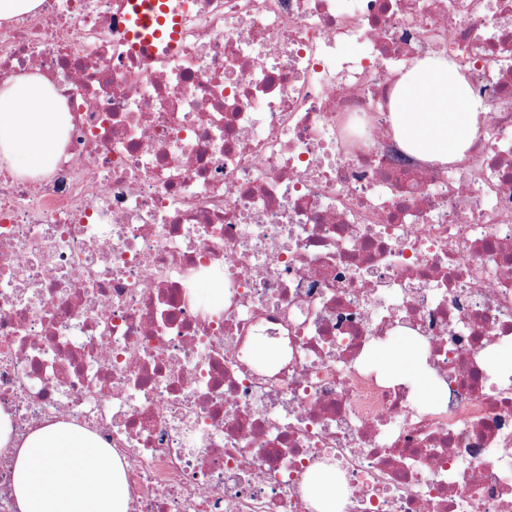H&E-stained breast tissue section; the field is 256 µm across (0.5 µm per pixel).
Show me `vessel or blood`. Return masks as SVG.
I'll use <instances>...</instances> for the list:
<instances>
[{
    "mask_svg": "<svg viewBox=\"0 0 512 512\" xmlns=\"http://www.w3.org/2000/svg\"><path fill=\"white\" fill-rule=\"evenodd\" d=\"M188 0H125V34L131 53L155 52L156 42L175 49L180 39V11Z\"/></svg>",
    "mask_w": 512,
    "mask_h": 512,
    "instance_id": "1",
    "label": "vessel or blood"
}]
</instances>
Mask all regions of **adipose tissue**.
I'll use <instances>...</instances> for the list:
<instances>
[{
	"label": "adipose tissue",
	"mask_w": 512,
	"mask_h": 512,
	"mask_svg": "<svg viewBox=\"0 0 512 512\" xmlns=\"http://www.w3.org/2000/svg\"><path fill=\"white\" fill-rule=\"evenodd\" d=\"M401 148L424 164L464 158L484 113L466 77L446 57L407 71L392 98ZM62 105L51 83L26 74L0 84V166L18 177L49 173L55 163ZM0 448L9 449L18 512H129L123 464L87 428L46 424L26 436L0 412Z\"/></svg>",
	"instance_id": "1"
}]
</instances>
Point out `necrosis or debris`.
Returning <instances> with one entry per match:
<instances>
[{
    "instance_id": "necrosis-or-debris-1",
    "label": "necrosis or debris",
    "mask_w": 512,
    "mask_h": 512,
    "mask_svg": "<svg viewBox=\"0 0 512 512\" xmlns=\"http://www.w3.org/2000/svg\"><path fill=\"white\" fill-rule=\"evenodd\" d=\"M125 0L0 21V82L69 115L54 169L0 171V411L123 462L130 512H512V0H191L130 53ZM486 108L409 163L390 97L429 55ZM224 307L197 300L203 283ZM415 337L448 391L371 367ZM335 476L330 471L321 470L310 475L306 492L313 500L318 512H336V498L333 495Z\"/></svg>"
}]
</instances>
